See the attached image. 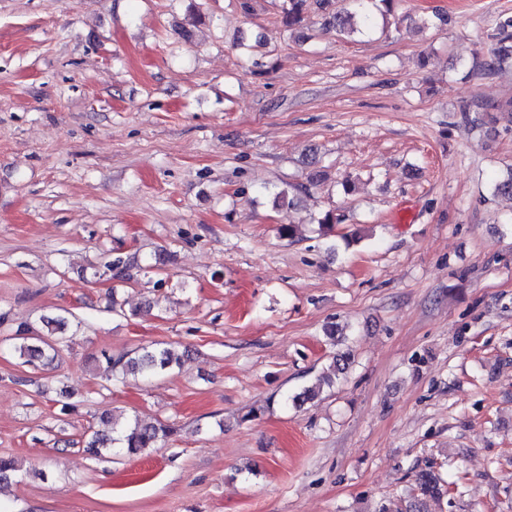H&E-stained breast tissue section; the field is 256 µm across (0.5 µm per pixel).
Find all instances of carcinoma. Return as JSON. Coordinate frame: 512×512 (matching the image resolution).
Instances as JSON below:
<instances>
[{
	"label": "carcinoma",
	"mask_w": 512,
	"mask_h": 512,
	"mask_svg": "<svg viewBox=\"0 0 512 512\" xmlns=\"http://www.w3.org/2000/svg\"><path fill=\"white\" fill-rule=\"evenodd\" d=\"M400 0H343V7L336 8L333 0H283L282 12L284 24L291 28L302 23L305 17L315 13L323 24L331 26L346 37L372 30L377 16L383 17L394 12ZM490 64L500 65L512 58V18L499 23V36L489 51ZM304 184L288 185L272 195L275 208L289 212L296 205L299 195L306 192ZM343 221V216L333 210L321 213L312 219L321 236H328L335 225ZM136 254H125L112 249L106 260L100 265L90 267V278L97 281L103 275L116 281L127 280L130 268L139 265ZM66 321L62 318L43 317L37 323H20L14 333L5 337L8 351L20 364L38 368L50 365L59 356L63 346L62 333ZM109 371L117 376L141 377L151 379L162 375L180 364L181 353L170 344L157 347H144L134 355L113 357L103 354ZM351 354L345 353L333 358L330 365L331 375L318 378V383L304 387L302 392L293 396L295 403H305L314 399L320 391V383L332 382V377L346 372ZM104 429L97 430L84 441V448L93 456L105 452H120L127 456H140L173 434V429L160 422H146L135 416L123 423L108 417H100ZM416 494L413 496L409 512H429V501L440 498L446 493L445 484L433 464L428 463L415 474Z\"/></svg>",
	"instance_id": "obj_1"
}]
</instances>
